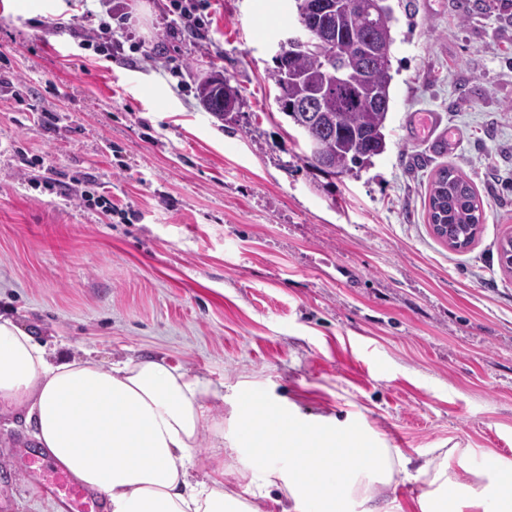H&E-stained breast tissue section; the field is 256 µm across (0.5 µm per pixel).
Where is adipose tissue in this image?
I'll use <instances>...</instances> for the list:
<instances>
[{
  "label": "adipose tissue",
  "mask_w": 512,
  "mask_h": 512,
  "mask_svg": "<svg viewBox=\"0 0 512 512\" xmlns=\"http://www.w3.org/2000/svg\"><path fill=\"white\" fill-rule=\"evenodd\" d=\"M214 395L205 380L161 359L129 358L106 369L52 358L31 331L0 314V409L21 411L40 446L101 493L107 512H261L225 489L223 469L191 477L203 432H224L207 412ZM232 406L251 485L287 490L280 512H404L376 489L411 467L422 483L417 512H512V463L488 457L464 480L466 454L456 448L414 467L402 452L373 447L360 425L333 430L291 418L260 395ZM282 458L289 472L275 468Z\"/></svg>",
  "instance_id": "obj_1"
}]
</instances>
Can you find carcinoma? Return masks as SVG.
<instances>
[{
    "label": "carcinoma",
    "mask_w": 512,
    "mask_h": 512,
    "mask_svg": "<svg viewBox=\"0 0 512 512\" xmlns=\"http://www.w3.org/2000/svg\"><path fill=\"white\" fill-rule=\"evenodd\" d=\"M306 19L314 36L326 27L331 36L313 50L289 53L284 64L274 62L269 79L279 90L280 111L296 126L302 119L295 109L297 100L320 86L328 58L340 62L344 83L322 96L315 128L332 167L322 168L315 156L311 161L326 173L342 176L386 150L396 17L389 0H358L352 10L337 0L331 15L308 13ZM206 97L209 112L222 120L224 99L236 98L238 92L219 79ZM428 221L448 225L444 242L453 249H465L474 242L483 223V208L473 184L457 168L437 171L429 191Z\"/></svg>",
    "instance_id": "obj_1"
}]
</instances>
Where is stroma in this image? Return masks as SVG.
<instances>
[{
    "instance_id": "stroma-1",
    "label": "stroma",
    "mask_w": 512,
    "mask_h": 512,
    "mask_svg": "<svg viewBox=\"0 0 512 512\" xmlns=\"http://www.w3.org/2000/svg\"><path fill=\"white\" fill-rule=\"evenodd\" d=\"M112 2L127 20L105 56L82 46L101 0H0V314L104 367L162 358L219 386L224 435L204 432L193 473L228 489L249 487L244 391L414 458L512 462V0H390L387 149L336 177L267 77L292 0H211L201 39L168 37V0ZM212 68L240 90L231 120L197 99ZM448 165L485 212L463 250L427 217ZM74 178L117 213L66 197ZM37 453L0 413V512H55Z\"/></svg>"
}]
</instances>
